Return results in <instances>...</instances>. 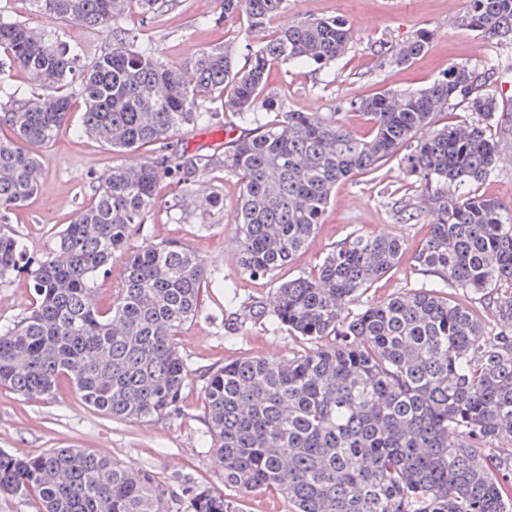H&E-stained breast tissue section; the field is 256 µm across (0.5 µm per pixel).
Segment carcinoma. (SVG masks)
I'll use <instances>...</instances> for the list:
<instances>
[{
    "label": "carcinoma",
    "mask_w": 512,
    "mask_h": 512,
    "mask_svg": "<svg viewBox=\"0 0 512 512\" xmlns=\"http://www.w3.org/2000/svg\"><path fill=\"white\" fill-rule=\"evenodd\" d=\"M51 22L118 29L134 0H25ZM220 17L245 21L246 60L215 46L181 68L166 65L128 31L88 64L66 44L33 37L0 21V88L11 71L31 75L45 92L0 98V224L36 192L39 162L30 144H47L81 100L83 131L114 151L209 126L218 109L240 134L222 155L163 154L113 167L91 201L60 233L55 252L26 258L23 243L0 230V280L24 271L36 303L0 335V384L36 399L62 380L114 419L154 422L181 415L189 375L174 336L193 318L211 276L190 249L163 243L125 255L122 288L108 307L95 278L112 273L134 225L156 204L162 179L174 177L205 205L221 204L201 176L220 169L241 182L230 216L244 273L288 265L316 233L337 185L400 156L419 188L417 205L397 210L406 223L436 221L414 260L448 287L480 296L493 317L435 288H410L364 307L354 302L403 254L396 237L352 234L325 256L318 275L276 290L270 320L317 347L288 359L246 358L212 371L204 386L210 448L224 485L269 492L289 512H512V211L470 194L496 170L499 71L453 64L423 89L385 91L347 109L368 117L359 138L318 112L274 107L265 92L270 67L342 58L351 34L339 18L268 22L287 0H217ZM465 23L512 42V0H469ZM422 30L390 54L398 65L421 55ZM220 104V108L213 104ZM463 107L464 124L435 125L438 112ZM192 512H240L238 501L206 486L183 488ZM31 498L37 512H169L167 493L147 470H134L91 448H51L24 456L0 450V499Z\"/></svg>",
    "instance_id": "obj_1"
}]
</instances>
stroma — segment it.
Segmentation results:
<instances>
[{"instance_id": "1", "label": "stroma", "mask_w": 512, "mask_h": 512, "mask_svg": "<svg viewBox=\"0 0 512 512\" xmlns=\"http://www.w3.org/2000/svg\"><path fill=\"white\" fill-rule=\"evenodd\" d=\"M467 7L468 0H288L286 19H343L352 31V43L336 64L319 71L302 63L273 65L267 88L288 109L321 113L365 136L371 132L369 121L361 113L348 111L347 102L385 90L426 87L455 63L499 69L502 78L493 88L503 115L494 130L500 144L498 164L494 174L474 185L471 192L512 209V44L478 35L467 27ZM218 13L215 0H156L148 11L136 2L120 25L136 30L141 42L150 43L164 63L179 68L196 52L242 42V20H222ZM0 19L25 23L37 32L52 30L86 62L113 44L108 32L49 23L32 14L23 0H0ZM422 28L432 33L425 53L403 66L384 61V48L411 39ZM236 124L231 114H219L210 126L174 135L168 149L187 154L223 152L225 142L238 134ZM80 125L81 112L73 110L53 141L32 149L42 171L39 187L14 212L8 229L22 240L33 260L54 251L60 232L90 202L97 177L127 159L126 154L81 133ZM205 182L220 196V206L202 208L180 183L164 178L155 206L128 240L132 251L149 244L179 243L198 253L215 276L203 285L196 316L175 338L189 371L180 416L153 423L117 420L88 406L67 381L54 394L38 399L24 398L0 386V449L36 455L49 448H91L131 468L151 471L168 492L170 512H190L182 494L186 484L203 483L229 496L234 493L224 485L214 452L202 444L209 431L203 393L209 373L242 358H288L311 348L309 341L269 319L249 316L250 311L271 308L281 283L315 275L329 251L359 232L404 242L400 262L362 295V303H374L409 288L444 287L437 277L421 274L414 261L432 216L405 224L392 210L395 200L417 195L399 159H390L376 172L338 185L307 247L288 266L264 276L244 274L238 266L229 218L240 197L239 179L214 170ZM34 303L26 274L0 281V334L28 316Z\"/></svg>"}]
</instances>
